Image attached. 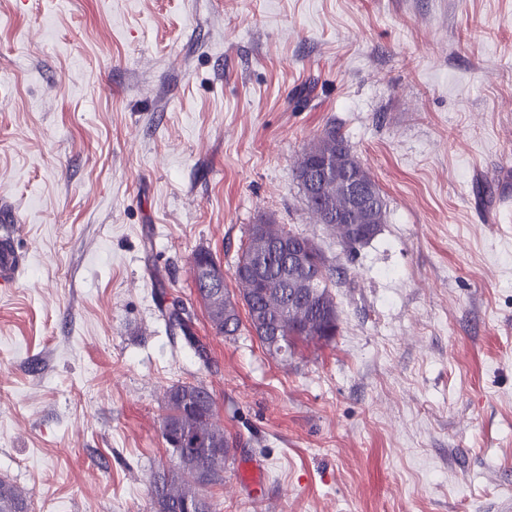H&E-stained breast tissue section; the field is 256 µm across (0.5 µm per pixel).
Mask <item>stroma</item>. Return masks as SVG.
I'll list each match as a JSON object with an SVG mask.
<instances>
[{
    "instance_id": "obj_1",
    "label": "stroma",
    "mask_w": 512,
    "mask_h": 512,
    "mask_svg": "<svg viewBox=\"0 0 512 512\" xmlns=\"http://www.w3.org/2000/svg\"><path fill=\"white\" fill-rule=\"evenodd\" d=\"M335 128L382 190L346 254L294 166ZM512 0H0V477L35 512H154L165 389L236 443L217 512H512ZM337 267L282 362L193 288L253 224ZM191 307L202 367L160 307ZM4 225L0 228V288H11L23 273L25 256L17 249L13 236L4 232Z\"/></svg>"
}]
</instances>
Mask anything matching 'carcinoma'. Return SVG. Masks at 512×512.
<instances>
[{"label": "carcinoma", "mask_w": 512, "mask_h": 512, "mask_svg": "<svg viewBox=\"0 0 512 512\" xmlns=\"http://www.w3.org/2000/svg\"><path fill=\"white\" fill-rule=\"evenodd\" d=\"M355 177L374 187L366 207L353 211L345 181ZM300 185L314 182L308 210L321 224L337 229L348 252L368 243L380 230L385 197L370 172L352 154L344 138L327 129L301 155L295 167ZM265 235L250 230L241 257L256 260L254 272L234 271L237 292L228 289L224 270L210 252L193 255L194 285L211 326L220 336L240 329L238 307L247 309L249 323L266 327L258 336L267 352L282 361L293 356L299 342H328L336 335L337 307L330 287L333 264L314 240L280 224L266 221ZM287 240L299 246L307 265L294 270L287 256L272 255L267 242ZM191 311L178 300L167 307V326L191 336ZM166 414L160 432L170 454L186 451L187 459L157 471L151 481L155 512H216L208 490L224 482V467L234 449L217 421L212 393L201 383L178 382L165 391ZM203 432L212 447L192 452V435ZM0 512H32L31 502L12 482L0 478Z\"/></svg>", "instance_id": "cac0c4a2"}]
</instances>
